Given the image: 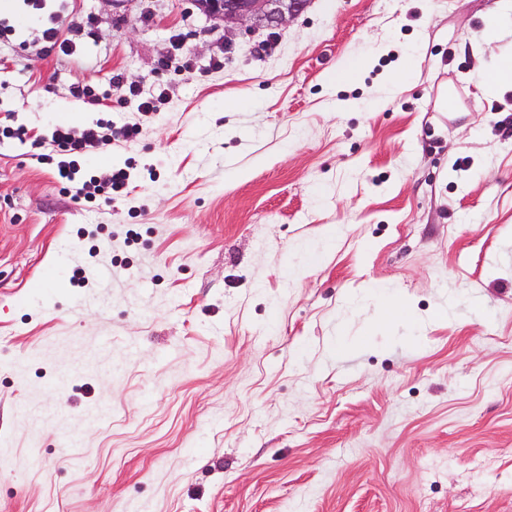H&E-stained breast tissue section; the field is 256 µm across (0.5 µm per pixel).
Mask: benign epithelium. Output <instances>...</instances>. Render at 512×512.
Listing matches in <instances>:
<instances>
[{"instance_id": "1", "label": "benign epithelium", "mask_w": 512, "mask_h": 512, "mask_svg": "<svg viewBox=\"0 0 512 512\" xmlns=\"http://www.w3.org/2000/svg\"><path fill=\"white\" fill-rule=\"evenodd\" d=\"M210 17L223 22L224 42L238 32L279 29L304 10L306 0H194Z\"/></svg>"}]
</instances>
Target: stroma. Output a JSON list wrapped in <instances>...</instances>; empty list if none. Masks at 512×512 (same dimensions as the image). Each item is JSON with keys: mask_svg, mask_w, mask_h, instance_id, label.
Masks as SVG:
<instances>
[{"mask_svg": "<svg viewBox=\"0 0 512 512\" xmlns=\"http://www.w3.org/2000/svg\"><path fill=\"white\" fill-rule=\"evenodd\" d=\"M43 4L0 0V129L141 132L80 162L131 174L101 209L0 136V512H512L502 0H308L230 44L192 0ZM480 86L484 93H489L492 89H499L506 83H512V56L502 57L497 66V71L492 76H483Z\"/></svg>", "mask_w": 512, "mask_h": 512, "instance_id": "35a3bbf8", "label": "stroma"}]
</instances>
